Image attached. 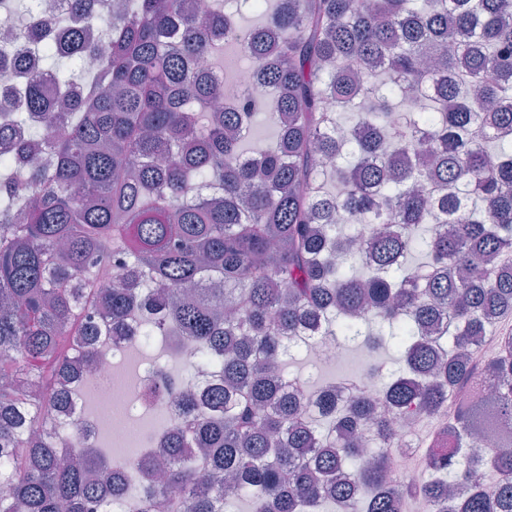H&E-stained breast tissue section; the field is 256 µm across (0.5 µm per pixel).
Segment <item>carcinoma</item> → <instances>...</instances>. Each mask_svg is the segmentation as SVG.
Here are the masks:
<instances>
[{"label":"carcinoma","mask_w":512,"mask_h":512,"mask_svg":"<svg viewBox=\"0 0 512 512\" xmlns=\"http://www.w3.org/2000/svg\"><path fill=\"white\" fill-rule=\"evenodd\" d=\"M14 2L0 30L41 72L0 64V512L121 488L48 426L139 309L198 357L130 512H512V438L478 447L512 425V332L467 358L512 313V0H115L97 37L91 0L21 23ZM226 44L253 71L231 107ZM268 104L272 146L252 139ZM376 329L400 363L377 393L316 380L312 415L285 391L294 337ZM485 379L424 478H391L399 421Z\"/></svg>","instance_id":"1"}]
</instances>
